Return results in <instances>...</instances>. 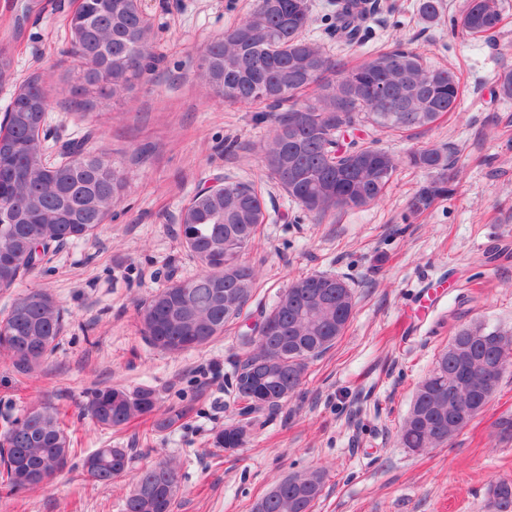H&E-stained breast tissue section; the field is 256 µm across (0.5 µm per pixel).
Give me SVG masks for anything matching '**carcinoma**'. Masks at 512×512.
<instances>
[{"label": "carcinoma", "instance_id": "obj_1", "mask_svg": "<svg viewBox=\"0 0 512 512\" xmlns=\"http://www.w3.org/2000/svg\"><path fill=\"white\" fill-rule=\"evenodd\" d=\"M367 0H334L329 31L349 45L365 42L363 22ZM502 16L499 0H466L460 18L462 33L487 36ZM310 21L309 0H257L250 15L209 43L199 58L200 77L226 103L264 102L276 109L272 128L261 147L271 179L301 209L321 217L332 209L365 207L381 199L399 160L376 142L353 141L344 146L340 132L368 124L380 133L425 130L460 106V83L448 68L426 65L413 49L398 43L377 54L374 68L363 61L342 69L315 42L302 37ZM70 54L78 61L76 95L108 99L132 91L150 68L151 26L139 0H83L70 23ZM315 95L304 98L308 89ZM288 108L280 112L283 105ZM50 105L39 77L29 78L4 113L6 133L0 143V289L18 285L36 268L32 250L91 237L112 214L126 186L123 171L102 153L81 143L63 146L61 161L43 164V128ZM288 149V181L277 179L283 149ZM409 163L435 174L421 185L409 209L423 211L452 193L447 171L452 155L422 147ZM264 200L254 184L225 181L208 193L196 194L180 215V238L195 256L208 253L207 269L194 278L159 289L139 304L141 332L153 347L171 353L190 350L186 337H198V349L224 333L249 301L259 270L243 260L258 233ZM239 268L244 288L234 315H224V290L236 287L219 273L224 264ZM338 287L323 293L324 307L314 312L313 294L292 287L280 293L261 322H276L278 331L263 338L238 337L243 358L231 380L230 392L240 404L239 420L219 431L212 445L226 451L243 447L253 416L296 396L307 363L330 350L345 332L353 310L346 301L352 289L336 278ZM64 329L58 302L43 289L17 297L0 322V352L23 375L44 365ZM455 336L468 337L463 356L443 350L418 386L400 428L399 442L413 451L448 444L469 425L448 431V405L469 402L474 415L483 413L490 398L474 390L452 391L457 373L469 371L474 385L484 381L485 365L506 354L512 359V336L482 323L462 327ZM287 390V397L277 398ZM155 389L105 386L95 389L85 410L104 429H121L134 419L158 410ZM171 409L157 422L167 430L187 417ZM76 457L59 412L47 404L27 408L0 435V485L12 493L45 487ZM127 448H99L83 457L81 467L91 481L110 485L131 469ZM32 481L18 480L21 471ZM123 512H174L180 489V462L163 458L136 474ZM325 472L310 469L279 481L273 492L257 500L253 512H311L320 497ZM495 512H512V481L491 485Z\"/></svg>", "mask_w": 512, "mask_h": 512}]
</instances>
